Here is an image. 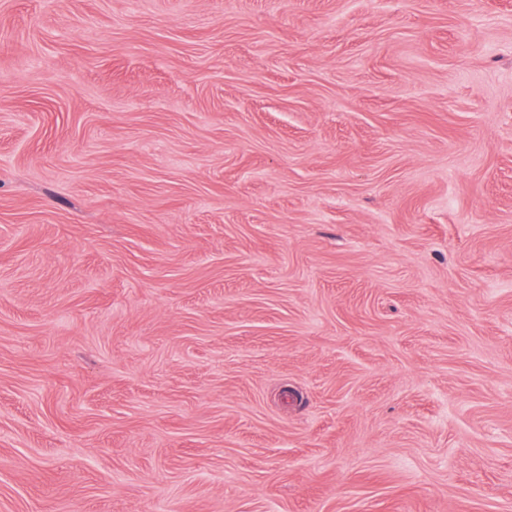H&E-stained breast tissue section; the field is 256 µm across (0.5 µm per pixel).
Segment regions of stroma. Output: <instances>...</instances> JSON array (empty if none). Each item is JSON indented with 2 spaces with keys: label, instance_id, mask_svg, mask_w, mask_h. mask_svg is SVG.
Wrapping results in <instances>:
<instances>
[{
  "label": "stroma",
  "instance_id": "35a3bbf8",
  "mask_svg": "<svg viewBox=\"0 0 512 512\" xmlns=\"http://www.w3.org/2000/svg\"><path fill=\"white\" fill-rule=\"evenodd\" d=\"M0 512H512V0H0Z\"/></svg>",
  "mask_w": 512,
  "mask_h": 512
}]
</instances>
